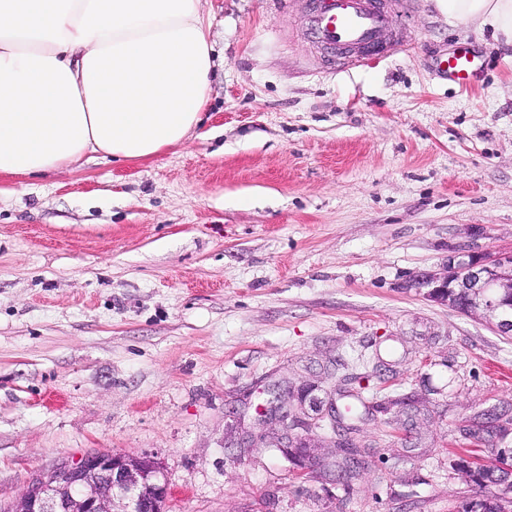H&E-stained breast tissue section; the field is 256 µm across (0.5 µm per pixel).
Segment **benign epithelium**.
<instances>
[{
    "instance_id": "benign-epithelium-1",
    "label": "benign epithelium",
    "mask_w": 512,
    "mask_h": 512,
    "mask_svg": "<svg viewBox=\"0 0 512 512\" xmlns=\"http://www.w3.org/2000/svg\"><path fill=\"white\" fill-rule=\"evenodd\" d=\"M408 288H425L427 297L462 313L484 311L498 333L512 335V252L491 256L472 250H453L439 272L407 281ZM310 400L316 418L309 428L339 430L336 404L302 391L278 392L263 416L280 426L277 447L302 458L306 445L293 436L298 421L294 400ZM170 483L164 467L150 456L112 453L87 454L63 461L34 475L26 490L0 512H165Z\"/></svg>"
}]
</instances>
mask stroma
Masks as SVG:
<instances>
[{
  "mask_svg": "<svg viewBox=\"0 0 512 512\" xmlns=\"http://www.w3.org/2000/svg\"><path fill=\"white\" fill-rule=\"evenodd\" d=\"M397 55L337 72L305 0H201L199 125L146 160L0 173V501L90 452L156 457L166 512H456L512 452V336L405 288L512 250V54L437 0H388ZM478 55L470 87L437 52ZM359 396L366 460L256 425L275 387ZM415 400L405 409L401 398ZM466 472L480 488L502 485L512 488V464L509 465L500 459H496L495 462H475V466L467 467Z\"/></svg>",
  "mask_w": 512,
  "mask_h": 512,
  "instance_id": "35a3bbf8",
  "label": "stroma"
}]
</instances>
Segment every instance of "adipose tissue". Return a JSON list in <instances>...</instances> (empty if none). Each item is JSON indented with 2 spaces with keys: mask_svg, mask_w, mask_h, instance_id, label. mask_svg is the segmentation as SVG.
I'll return each mask as SVG.
<instances>
[{
  "mask_svg": "<svg viewBox=\"0 0 512 512\" xmlns=\"http://www.w3.org/2000/svg\"><path fill=\"white\" fill-rule=\"evenodd\" d=\"M512 47V0H438ZM200 0H0V171L87 153L147 159L201 120L213 68Z\"/></svg>",
  "mask_w": 512,
  "mask_h": 512,
  "instance_id": "adipose-tissue-1",
  "label": "adipose tissue"
}]
</instances>
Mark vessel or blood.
Listing matches in <instances>:
<instances>
[{"instance_id": "vessel-or-blood-1", "label": "vessel or blood", "mask_w": 512, "mask_h": 512, "mask_svg": "<svg viewBox=\"0 0 512 512\" xmlns=\"http://www.w3.org/2000/svg\"><path fill=\"white\" fill-rule=\"evenodd\" d=\"M393 26L383 0H308L307 33L341 71L401 50V43L390 36ZM438 66L463 87L471 84L478 71L475 56L467 52L449 53L439 59Z\"/></svg>"}]
</instances>
